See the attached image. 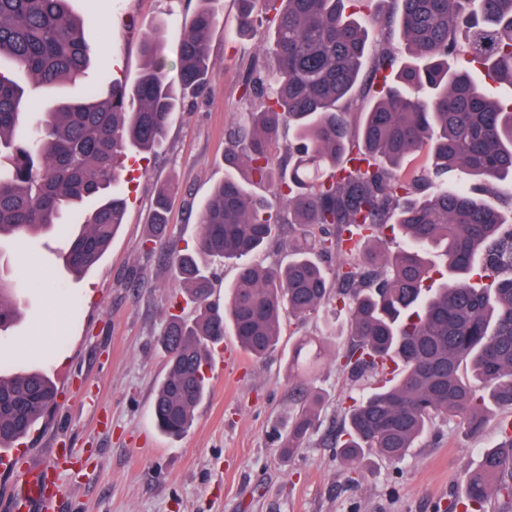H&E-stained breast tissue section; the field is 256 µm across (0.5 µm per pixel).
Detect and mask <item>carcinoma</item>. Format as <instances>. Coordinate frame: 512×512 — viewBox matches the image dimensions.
Here are the masks:
<instances>
[{"instance_id": "cac0c4a2", "label": "carcinoma", "mask_w": 512, "mask_h": 512, "mask_svg": "<svg viewBox=\"0 0 512 512\" xmlns=\"http://www.w3.org/2000/svg\"><path fill=\"white\" fill-rule=\"evenodd\" d=\"M275 1L281 9L261 36L273 63L253 60L242 97L259 107L227 135L228 159L241 170L214 187L200 209L194 250L179 254L164 238L171 195L161 185L147 242L167 250L178 281L196 304L186 322L169 314L162 330L167 372L152 416L169 436L183 434L207 394L210 346L231 328L240 347L261 358L274 351L283 320L302 324L324 308L351 310L352 342L342 356L353 374H385L383 384L348 407L338 443L352 464L371 450L398 463L433 419L452 418L479 432L512 409V0H241L240 29ZM69 0H0V241L23 245L51 233L63 215L84 226L63 254L76 275L102 258L126 206L120 189L128 152L155 151L180 97L198 96L215 76L209 42L213 0H200L169 75L162 30L142 36L144 63L130 84L93 87L47 106L25 96L22 72L52 87L81 78L91 39L106 17L79 18ZM370 103L354 124L349 103L364 70ZM293 140L275 167L274 147ZM425 151L428 168L405 171ZM270 184L285 210L249 189ZM99 199L91 211L82 204ZM406 247L380 256L367 248L386 227ZM288 248L284 266L255 257L270 244ZM444 269L433 271L430 254ZM335 254L324 270L315 256ZM234 261L224 305L210 301L207 269ZM22 317L14 272L0 262V332ZM310 343L293 350L289 371L303 376ZM55 400L42 371L0 376V450L12 448ZM319 397L288 418L281 453L292 456L317 421ZM482 456L448 512H512V421Z\"/></svg>"}]
</instances>
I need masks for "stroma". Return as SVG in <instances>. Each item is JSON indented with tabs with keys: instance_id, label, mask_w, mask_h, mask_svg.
I'll return each instance as SVG.
<instances>
[{
	"instance_id": "obj_1",
	"label": "stroma",
	"mask_w": 512,
	"mask_h": 512,
	"mask_svg": "<svg viewBox=\"0 0 512 512\" xmlns=\"http://www.w3.org/2000/svg\"><path fill=\"white\" fill-rule=\"evenodd\" d=\"M70 6L76 15L97 11L112 21L94 40L83 76L105 95L112 80L136 79L149 27L160 26L176 51L199 0ZM213 7L209 53L217 75L203 95L181 101L160 152L133 167L124 220L102 259L84 275L69 272L61 255L81 227L64 224L32 241L17 270L28 287L20 321L0 335V371L44 369L57 397L13 453L35 465L51 462L60 448L80 453V469L59 476L58 512H446L482 452L497 443L496 420L470 436L439 417L403 461L368 451L357 465L345 464L336 445L345 411L380 384L378 374L356 379L336 361L351 344L345 312L282 323L277 348L260 359L225 334L211 349L207 395L189 430L170 438L155 427L152 404L167 364L162 325L171 313L195 316L193 304L176 294L166 253L142 247L155 187L179 184L167 233L177 248H192L200 206L229 172L225 133L246 117L242 76L260 54L257 39L236 33V0H214ZM303 338L319 340L322 354L298 380L288 359ZM302 387L320 397L318 422L285 458L277 436Z\"/></svg>"
}]
</instances>
